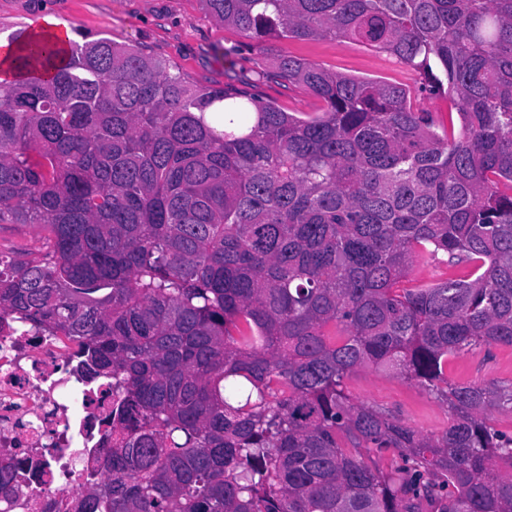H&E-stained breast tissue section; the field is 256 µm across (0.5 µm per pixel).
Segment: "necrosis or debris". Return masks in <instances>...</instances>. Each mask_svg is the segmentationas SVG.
Returning <instances> with one entry per match:
<instances>
[{
    "label": "necrosis or debris",
    "instance_id": "1",
    "mask_svg": "<svg viewBox=\"0 0 512 512\" xmlns=\"http://www.w3.org/2000/svg\"><path fill=\"white\" fill-rule=\"evenodd\" d=\"M78 350L62 334L0 324V465L20 462L0 512H60L101 470L109 430L92 384L72 372Z\"/></svg>",
    "mask_w": 512,
    "mask_h": 512
}]
</instances>
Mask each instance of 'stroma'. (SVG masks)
I'll return each instance as SVG.
<instances>
[{
    "label": "stroma",
    "mask_w": 512,
    "mask_h": 512,
    "mask_svg": "<svg viewBox=\"0 0 512 512\" xmlns=\"http://www.w3.org/2000/svg\"><path fill=\"white\" fill-rule=\"evenodd\" d=\"M51 17L69 34L91 33L133 46L174 66L190 83L220 87L225 66L249 91L291 113L320 111L322 103L304 87L273 78V64L293 57L346 76L416 88L417 76L395 58L344 39L271 38L256 44L203 10L200 0H0V37L15 29L37 28ZM448 371L461 383L512 381V347H481L453 358ZM354 402H362L426 435L450 422L445 405L419 386L392 374L363 370L346 382Z\"/></svg>",
    "instance_id": "stroma-1"
}]
</instances>
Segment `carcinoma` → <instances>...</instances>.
Instances as JSON below:
<instances>
[{
  "instance_id": "carcinoma-1",
  "label": "carcinoma",
  "mask_w": 512,
  "mask_h": 512,
  "mask_svg": "<svg viewBox=\"0 0 512 512\" xmlns=\"http://www.w3.org/2000/svg\"><path fill=\"white\" fill-rule=\"evenodd\" d=\"M256 43L354 39L458 107L286 57L298 117L201 88L101 37L14 45L0 82V320L79 342L112 380L108 480L79 512H512V382L448 360L512 347V0H202ZM224 112V129L208 113ZM448 255L465 274L401 288ZM412 381L451 414L425 436L345 383ZM414 104H417V106L433 113L445 114L448 112H454L456 122L459 124V117L456 114L457 109L452 107L451 102L446 96H431L427 93H419L416 100H414ZM47 233L39 226L26 227L20 224H0V242L13 243L17 247L38 251L44 245Z\"/></svg>"
}]
</instances>
